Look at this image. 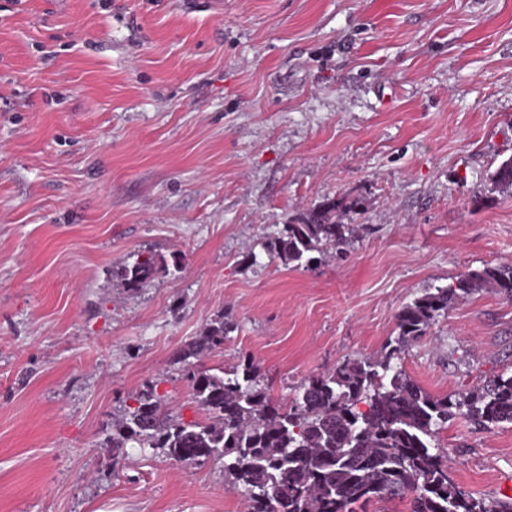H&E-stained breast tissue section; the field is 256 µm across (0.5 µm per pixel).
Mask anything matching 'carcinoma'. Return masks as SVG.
Listing matches in <instances>:
<instances>
[{
  "label": "carcinoma",
  "mask_w": 512,
  "mask_h": 512,
  "mask_svg": "<svg viewBox=\"0 0 512 512\" xmlns=\"http://www.w3.org/2000/svg\"><path fill=\"white\" fill-rule=\"evenodd\" d=\"M490 190L512 188V156L488 174ZM344 197L326 198L288 217L266 252L282 265H312L327 245L347 256L355 238L342 222ZM184 256L140 254L115 272L130 291L159 273L181 268ZM490 288L512 300V265L472 270L447 286L427 288L396 316L397 336L376 359H348L313 376L289 402L260 386V368L246 358L218 375L188 371L207 421L170 415L150 391L115 424L112 447L162 448L171 458L198 463L221 457L224 477L242 492L247 512H512V502L476 499L448 474L435 441L448 422L463 418L489 429L512 424V374L447 396L425 390L400 366L402 355L448 314L458 299ZM233 325L210 324L181 351L178 361L219 348Z\"/></svg>",
  "instance_id": "1"
}]
</instances>
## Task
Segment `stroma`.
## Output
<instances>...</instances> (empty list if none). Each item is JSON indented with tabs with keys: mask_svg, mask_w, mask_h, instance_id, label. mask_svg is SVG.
<instances>
[{
	"mask_svg": "<svg viewBox=\"0 0 512 512\" xmlns=\"http://www.w3.org/2000/svg\"><path fill=\"white\" fill-rule=\"evenodd\" d=\"M512 0H0V512H240L224 461L113 448L154 391L243 356L291 400L380 356L399 309L512 265ZM361 199L344 259L285 266L269 235ZM184 256L136 292L131 255ZM256 254L249 262L247 254ZM223 348L177 354L216 319ZM402 365L435 395L512 372V301L455 302ZM473 497L512 501V425L438 437ZM490 190L497 192L503 189L512 188V156L502 160L495 169L488 174L487 178Z\"/></svg>",
	"mask_w": 512,
	"mask_h": 512,
	"instance_id": "35a3bbf8",
	"label": "stroma"
}]
</instances>
